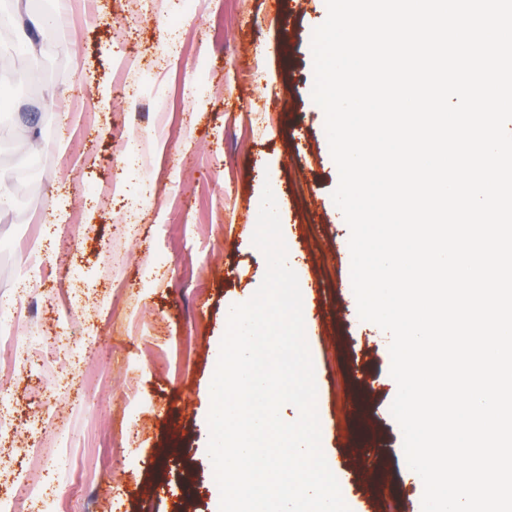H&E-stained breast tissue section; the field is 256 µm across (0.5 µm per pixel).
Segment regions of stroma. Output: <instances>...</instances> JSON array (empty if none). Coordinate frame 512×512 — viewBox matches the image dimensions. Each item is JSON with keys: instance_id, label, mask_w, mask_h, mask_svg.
I'll return each mask as SVG.
<instances>
[{"instance_id": "35a3bbf8", "label": "stroma", "mask_w": 512, "mask_h": 512, "mask_svg": "<svg viewBox=\"0 0 512 512\" xmlns=\"http://www.w3.org/2000/svg\"><path fill=\"white\" fill-rule=\"evenodd\" d=\"M30 93L0 87V346L69 350L56 374L0 355V499L24 512H218L207 455L210 387L232 305L260 287L252 242L274 194L299 280L321 444L352 512H421L390 412V336L361 320L338 168L312 98L325 0H53ZM288 39V61L271 53ZM32 280L24 317L16 285ZM381 433L336 445L348 366ZM65 447L49 449L53 436ZM405 481L402 498L389 490Z\"/></svg>"}]
</instances>
